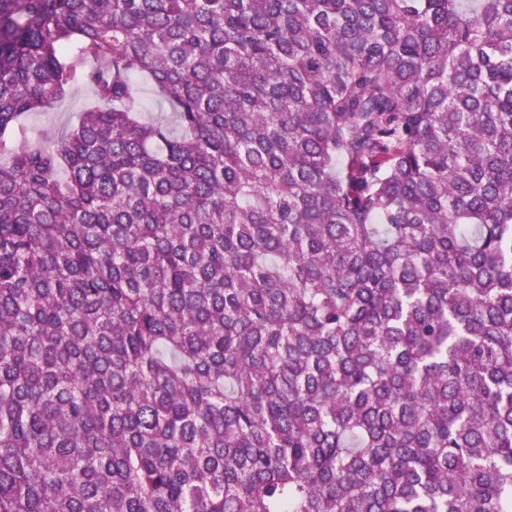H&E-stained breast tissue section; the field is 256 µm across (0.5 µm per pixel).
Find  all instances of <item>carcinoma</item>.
<instances>
[{
  "label": "carcinoma",
  "instance_id": "obj_1",
  "mask_svg": "<svg viewBox=\"0 0 512 512\" xmlns=\"http://www.w3.org/2000/svg\"><path fill=\"white\" fill-rule=\"evenodd\" d=\"M4 152L0 512H512V0H0ZM90 96L84 89H77L54 109L35 112L27 117V122L43 138L57 136L63 129L75 124L85 111Z\"/></svg>",
  "mask_w": 512,
  "mask_h": 512
}]
</instances>
